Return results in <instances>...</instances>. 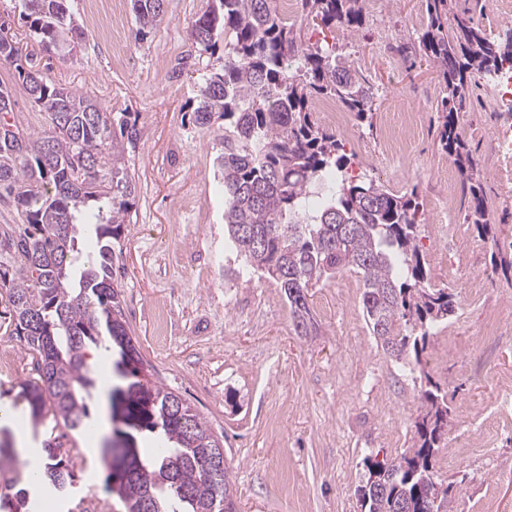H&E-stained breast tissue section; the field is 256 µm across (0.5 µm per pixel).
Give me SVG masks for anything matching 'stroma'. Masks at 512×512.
<instances>
[{"label": "stroma", "mask_w": 512, "mask_h": 512, "mask_svg": "<svg viewBox=\"0 0 512 512\" xmlns=\"http://www.w3.org/2000/svg\"><path fill=\"white\" fill-rule=\"evenodd\" d=\"M209 0H166L152 36L135 43L130 0H70L86 38L69 55L36 53L32 65L49 81L91 95L113 117L135 123L139 144L128 156L137 192L120 245L117 285L126 321L153 381L179 393L224 437L238 512H361L357 489L363 460L393 459L415 443L421 404L418 374L401 368L372 335L361 304L363 282L347 271L309 292L315 324L298 335L275 282L263 275L236 278L241 260L224 240V196L216 158L224 150V121L206 127L193 111L204 75L224 64L223 48L198 54L194 21ZM117 15L123 42L96 30L99 17ZM425 0H383L365 10L357 35L303 25L306 44L334 51L374 89L368 119L348 113L360 145L349 175L414 195L419 245L430 281L452 288L458 305L437 325L422 355L433 380L452 398L448 446L438 469L454 485V512H512V407L503 408L499 378L512 373V334L484 336L486 322L512 316V270L492 272V244L512 250V191L495 174L491 129L483 122L458 132L479 163L493 239L466 220L470 192L449 188L456 167L439 145L435 110L439 77L415 53L426 26ZM124 58L112 66L114 52ZM14 88V122L43 131L46 116L0 67V83ZM420 107L418 126L405 110ZM409 143L403 168L387 165L380 143L388 129ZM490 275L473 289L474 272ZM163 309L168 333L157 336L153 313ZM93 417L109 426L107 390L116 383V354L98 353ZM464 455H457V448ZM104 464L79 465L74 498L123 512L106 487Z\"/></svg>", "instance_id": "35a3bbf8"}]
</instances>
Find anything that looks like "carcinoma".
<instances>
[{"label": "carcinoma", "mask_w": 512, "mask_h": 512, "mask_svg": "<svg viewBox=\"0 0 512 512\" xmlns=\"http://www.w3.org/2000/svg\"><path fill=\"white\" fill-rule=\"evenodd\" d=\"M32 39L46 51L65 52L80 30L68 0H21ZM453 0H426L419 49L439 71L443 93L442 148L470 184L467 220L492 232L476 176L478 162L458 133L465 87L512 64L505 36L491 39L474 18L452 12ZM134 41L156 28L164 0H133ZM453 24H448V21ZM313 22L353 35L363 23V0H298L293 22L275 0H219L195 20L193 44L215 51L230 38L224 66L203 78L196 122L224 119V152L217 157L224 192L228 247L243 270L279 285L295 327L312 334L309 290L321 279L353 269L363 280L362 308L383 350L400 366L420 364L434 325L456 307L449 288L431 284L418 245V203L372 180L344 175L350 158L335 131L311 109L315 98L338 100L364 119L371 89L336 57L304 44L300 24ZM28 46L0 37V65L14 68L29 98L46 114L48 129L25 133L11 122V90L0 84V198L13 200L20 224H0V297L12 308L13 332L26 343L36 376L20 383L33 428L46 421L81 435L91 425L87 400L95 380L88 345L117 349L123 379L120 407L126 430L115 431L126 451L103 449L107 487L125 512H237L224 444L182 397L152 382L126 321L116 284L115 243L130 223L136 186L125 167L135 126L111 121L88 95L51 84L24 67ZM318 183L325 196L309 204ZM95 235V255L76 245L77 227ZM415 421L414 448L391 461L364 458L358 488L361 512H452L453 485L440 480L437 460L448 444L447 392L426 380ZM157 434L165 447L144 455L136 436ZM45 435V459L23 480V463L0 440V512H35L32 491L60 499L75 481L70 453Z\"/></svg>", "instance_id": "obj_1"}]
</instances>
